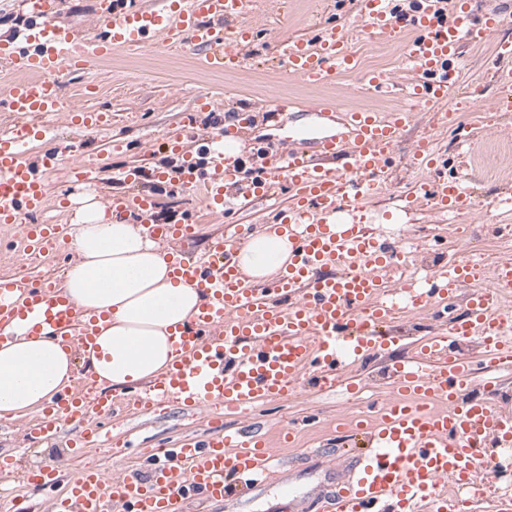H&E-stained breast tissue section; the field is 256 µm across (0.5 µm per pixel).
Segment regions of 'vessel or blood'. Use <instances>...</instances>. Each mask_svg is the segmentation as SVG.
Returning <instances> with one entry per match:
<instances>
[{
  "label": "vessel or blood",
  "mask_w": 512,
  "mask_h": 512,
  "mask_svg": "<svg viewBox=\"0 0 512 512\" xmlns=\"http://www.w3.org/2000/svg\"><path fill=\"white\" fill-rule=\"evenodd\" d=\"M28 5L29 25L15 43L0 45V62L11 74L0 106L17 119L11 134L0 137V224L22 227L24 250L37 258L67 244L71 230L67 224L30 221L46 204V175L72 148L67 138L44 134L30 122L31 116L58 110L57 74L88 69L114 49L139 47L174 31L205 50L206 66L221 69L240 64L252 28L243 22L251 0H191L186 9L179 0L157 9L123 0L107 11L99 29L85 33L57 24L59 0H28ZM501 24L498 13H478L469 0H456L448 20L440 0H416L405 16L390 0H362L364 34L412 31L407 59L418 78L404 85L372 73L362 79L361 89L441 102L447 97L449 63L462 45L493 34ZM282 54L287 74L317 81L352 69L355 56L349 31L336 25L324 26L313 45L288 39ZM317 110L342 111L347 136L324 137L314 145L302 139L260 141L241 156L213 155V144L238 136L248 125L249 114L237 111L225 116L212 138L199 141L198 154L210 155L209 165L185 157L177 183L198 190L218 213L233 199L248 204L280 186L294 189L297 205L274 218L288 230L290 258L285 272L259 286L235 265L227 240L216 241L205 260L179 249L169 253L174 282L196 288L205 302L173 333L175 358L167 373L149 388L129 391L128 400L139 412L174 402L189 416L206 406L243 414L265 402L286 401L301 385L334 391L345 385L353 364L394 344V337L381 335L379 328L399 310L429 306L436 315L447 314L449 298L470 281L471 262L456 260L433 271L429 286L400 279L397 247L339 218L364 177L387 168L411 109L382 115L325 102ZM72 124L88 132L111 126L105 113L91 111L74 113ZM36 137L43 147L36 161H26L20 145ZM244 171L247 181L227 198L226 185L237 183ZM440 200L453 210L470 207L469 177L449 180ZM118 204L144 217L150 240L169 242L193 230L189 224L148 222L151 198L129 196ZM468 306V315L457 319L449 334L425 337L411 357L393 361L387 370L390 396L367 418L351 423L354 453L330 498V512H419L424 502L431 512H460L462 500L435 492L439 479L472 493L480 486L483 466L502 477L512 474V416L494 399L471 394L475 382L492 384L496 370L512 362V337L490 291L472 292ZM16 336L51 339L78 352L96 346L95 326L69 296L54 282L24 276L0 279V344ZM473 337L482 346L481 374L460 352L461 343ZM77 384L85 395L60 394L27 426L29 438L48 439L68 429L81 441L90 437L94 418L112 415V395L93 375H82ZM271 456L269 441L253 426L228 432L215 419L206 439L142 449L139 471L115 477L81 470L68 492L52 501L50 512H189L197 496L223 498L232 478L258 482Z\"/></svg>",
  "instance_id": "obj_1"
}]
</instances>
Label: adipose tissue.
Here are the masks:
<instances>
[{
    "mask_svg": "<svg viewBox=\"0 0 512 512\" xmlns=\"http://www.w3.org/2000/svg\"><path fill=\"white\" fill-rule=\"evenodd\" d=\"M75 261L58 283L85 317L95 319L98 351L89 364L100 384L117 388L150 382L171 363V334L202 301L194 288L173 284L166 245L147 239L115 205L82 204L75 213ZM288 239L272 225L256 228L235 259L253 283L284 268ZM73 352L22 337L0 346V418L43 410L70 385Z\"/></svg>",
    "mask_w": 512,
    "mask_h": 512,
    "instance_id": "1",
    "label": "adipose tissue"
}]
</instances>
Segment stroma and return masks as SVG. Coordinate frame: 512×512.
I'll list each match as a JSON object with an SVG mask.
<instances>
[{"label": "stroma", "mask_w": 512, "mask_h": 512, "mask_svg": "<svg viewBox=\"0 0 512 512\" xmlns=\"http://www.w3.org/2000/svg\"><path fill=\"white\" fill-rule=\"evenodd\" d=\"M359 9L360 0H257L252 21L254 41L245 65L233 71L205 67L201 51L174 35L157 46L116 50L82 73L63 71L59 76L60 110L45 123L53 133L68 135L79 143L80 157L94 166L93 183L73 185L72 162L64 160L45 179L48 207L40 216L42 223H70L76 201L87 197L107 204L136 193L155 197L154 216L160 222L177 224L190 217L201 218L195 240L185 248L202 253L211 239L223 234L225 224L251 228L270 220L274 206L289 205L288 195L224 217L209 213L206 201L193 191L171 182L159 183L156 172L182 162L180 155L167 150L165 141L182 136V117L187 112L195 113L201 133L210 130L205 123L208 111L250 113L253 122L242 136L248 145L334 135L336 124L342 121L341 113L309 111L312 103L332 101L371 112L398 110L399 99L359 96L355 88L370 72H381L400 82L410 79L405 53L410 33L359 36L354 44L355 69L322 84L282 71L279 39L313 40L330 22L352 27L360 19ZM498 44V37L493 36L462 47L461 63L450 66L447 100L417 108L394 148V161L382 176L381 190L365 193L355 202L356 221L366 224L375 235H382L384 226L390 225L418 242L414 255L417 263L445 264L449 242L469 237L481 241L484 261L490 267L512 262V105L499 81L501 71L512 70V57H501ZM272 98L282 101L281 109L269 107ZM79 110L110 113L111 134L72 130L70 115ZM422 140L441 158L440 167L412 165L411 152ZM132 167L148 171L133 187L120 179L121 172ZM463 170L472 177L480 208L450 216L436 209L421 187L447 181ZM67 263L64 253L29 262L14 230H0V276L55 280ZM445 328V322L428 311L400 313L388 328L390 335L398 337V345L353 369L364 380L360 394L316 393L303 388L288 401L255 412V420L272 438L282 424L301 421L293 446L277 448L278 465L273 474L248 492L221 502H195L191 512H281L280 501L289 487L299 504H314L321 491L335 481L334 462L322 451L341 445L337 420L353 419L370 402L387 394L382 376L385 367L392 360L411 355L424 335ZM210 414V409L204 408L187 418L174 405L160 414L122 413L103 422L111 431L109 446L90 445L77 452L63 442L30 445L23 437L29 418L0 420V454L15 456L25 467L53 462L65 481L88 466L118 476L136 465L135 444H172L205 434Z\"/></svg>", "instance_id": "obj_1"}]
</instances>
